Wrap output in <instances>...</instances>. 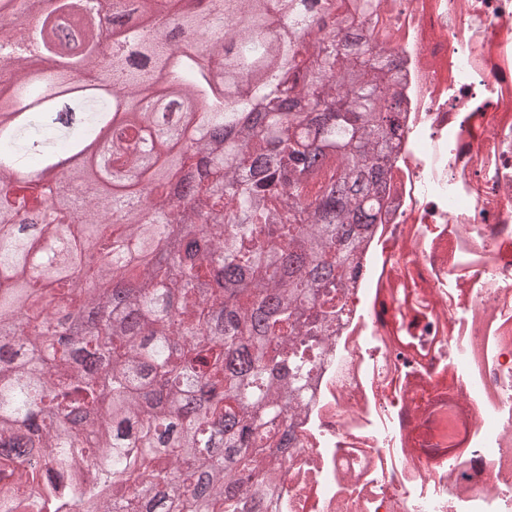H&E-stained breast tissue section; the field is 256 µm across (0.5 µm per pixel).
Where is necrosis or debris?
<instances>
[{"instance_id":"1","label":"necrosis or debris","mask_w":512,"mask_h":512,"mask_svg":"<svg viewBox=\"0 0 512 512\" xmlns=\"http://www.w3.org/2000/svg\"><path fill=\"white\" fill-rule=\"evenodd\" d=\"M381 10L425 20L398 43L404 134L267 512H512V0Z\"/></svg>"}]
</instances>
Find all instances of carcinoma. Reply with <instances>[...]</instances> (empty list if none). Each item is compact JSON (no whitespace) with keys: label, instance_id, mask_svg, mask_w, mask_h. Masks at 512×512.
Instances as JSON below:
<instances>
[{"label":"carcinoma","instance_id":"cac0c4a2","mask_svg":"<svg viewBox=\"0 0 512 512\" xmlns=\"http://www.w3.org/2000/svg\"><path fill=\"white\" fill-rule=\"evenodd\" d=\"M32 27L53 51L45 66L27 61L28 0H0V55L18 63L0 73V161L59 176L62 159L87 172L59 222H0V320L22 315L40 330L0 344V468L26 464L25 492L0 487L12 512H50L68 491L45 476L39 449L60 470L76 457L101 472L88 490L98 512H128L135 479L142 512H260L274 490L278 453L293 441L280 431L285 413L301 411L300 392L314 365L313 344L332 335L336 298L356 282L379 203L376 165L360 158L398 145L399 94L380 81L386 50L347 28H327L328 5L309 12L293 3L289 39L280 42L286 78L243 85L231 101L224 90L241 73L268 68L252 31L269 21L265 0H188L178 9L186 34L176 50L154 0H112L93 9L96 27L64 11L61 0ZM121 20L120 41H138L157 68L146 72L100 49L104 28ZM332 36L316 66L298 58L301 31ZM93 71L84 83L71 66ZM360 80L349 106L335 92ZM306 108L290 116L274 101L283 92ZM265 110L264 128L241 123ZM193 125L190 149L222 171L184 198L199 222L181 230L177 252L163 243L176 215L156 202L142 224L145 185L165 196L186 152L174 138ZM236 128L215 143L214 133ZM113 254L117 268L90 269L92 242ZM119 279L128 289L123 317L111 320L96 286ZM80 298L95 315L67 342L45 334L54 315Z\"/></svg>","mask_w":512,"mask_h":512}]
</instances>
